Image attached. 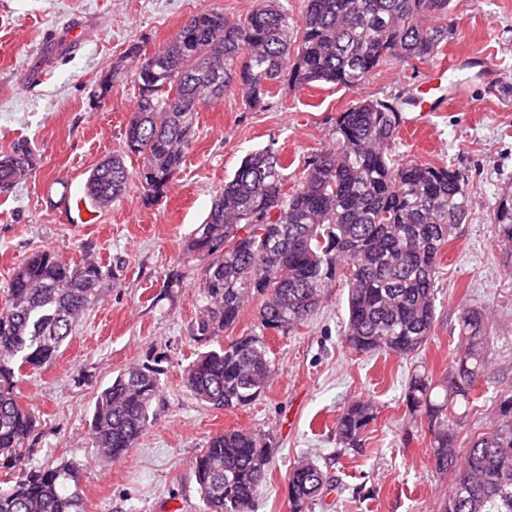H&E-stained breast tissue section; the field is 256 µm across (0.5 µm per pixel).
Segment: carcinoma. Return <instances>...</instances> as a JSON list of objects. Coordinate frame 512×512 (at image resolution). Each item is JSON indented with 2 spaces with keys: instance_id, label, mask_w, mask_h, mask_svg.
Here are the masks:
<instances>
[{
  "instance_id": "1",
  "label": "carcinoma",
  "mask_w": 512,
  "mask_h": 512,
  "mask_svg": "<svg viewBox=\"0 0 512 512\" xmlns=\"http://www.w3.org/2000/svg\"><path fill=\"white\" fill-rule=\"evenodd\" d=\"M451 0H306L297 22L280 0H259L242 22L204 9L148 59L130 47L112 78L134 68L138 96L122 147L89 173L91 205L119 200L132 180L146 200L163 197L182 168L201 108L238 96L251 111L269 109L273 88L301 90L314 82L346 89L361 85L387 58L432 61L453 29L439 20ZM403 98L362 99L336 117V148L310 156L297 188L284 191L279 151L247 154L184 255L207 260L202 304L191 332L199 342L224 333L245 305L261 300L259 334L200 354L185 372L195 397L216 409L250 405L266 390L273 361L267 331L288 334L308 322L329 289L345 282L344 341L357 353L411 355L433 335L435 276L442 249L457 235L472 200L459 172L395 159L404 123ZM141 164L132 173L125 157ZM32 166L26 143L0 155V188L24 179ZM491 223L512 263V192L499 197ZM106 277L87 257L63 261L50 249L28 255L14 270L0 307V457L17 469L0 488V512H84L79 466L26 468L33 413L20 401L24 372L53 362L75 323L99 302ZM457 358L441 379L413 374L405 403L427 419L436 471L451 474L443 512H512V389L496 395L488 430L459 456L457 438L466 412L487 377L492 336L485 311L458 316ZM157 372L131 367L97 395L90 421L94 447L118 458L135 446L157 417ZM377 417L374 405L355 400L336 420V440L355 448ZM270 448L243 430L212 436L195 457L194 475L204 512H254L267 486ZM326 479L312 460L288 474L293 512L319 497Z\"/></svg>"
}]
</instances>
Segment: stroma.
<instances>
[{"instance_id": "1", "label": "stroma", "mask_w": 512, "mask_h": 512, "mask_svg": "<svg viewBox=\"0 0 512 512\" xmlns=\"http://www.w3.org/2000/svg\"><path fill=\"white\" fill-rule=\"evenodd\" d=\"M258 0H0V154L28 141L34 166L0 191V290L29 253L49 248L63 259L91 253L110 270L99 304L78 321L56 361L28 372L21 391L37 419L27 464L82 466L85 512H203L193 462L207 441L228 429L262 435L272 448L267 487L256 512H292L290 468L318 460L331 485L305 512H441L450 475L433 469L426 421L403 402L412 373L441 377L458 345L465 306L488 313L493 336L487 384L458 439L468 448L485 432L497 391L512 388V266L492 233L499 196L512 188V0H452L456 31L439 59L473 52L489 74L447 71L471 80L468 102L404 123L396 151L403 160L448 166L466 179L473 209L444 247L428 344L409 356L362 354L344 342L347 290H330L312 319L288 335L266 333L274 361L267 391L250 406L202 404L183 371L208 346L191 325L202 302L201 262L183 260L184 244L208 215L242 158L266 146L288 164L293 190L310 153L335 146L336 116L361 99L416 94L431 64L389 58L360 86L318 84L281 89L268 110L247 111L227 95L200 110L196 140L158 202L140 185L92 224H70L62 186L81 194L98 162L120 149L138 94L133 78L112 80V65L130 45L149 54L201 9L244 20ZM181 272L178 287L166 277ZM132 366L156 369L161 412L121 458L93 447L89 423L96 394ZM371 401L377 418L358 447L337 444L334 425L353 400Z\"/></svg>"}]
</instances>
